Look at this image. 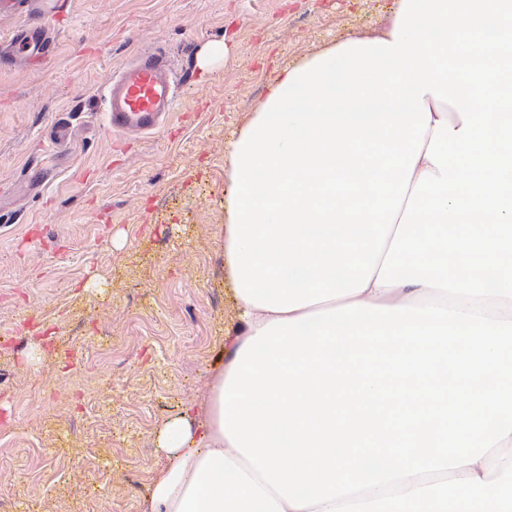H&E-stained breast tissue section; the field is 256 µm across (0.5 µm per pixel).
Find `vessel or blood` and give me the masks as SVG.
Returning <instances> with one entry per match:
<instances>
[{
  "label": "vessel or blood",
  "mask_w": 512,
  "mask_h": 512,
  "mask_svg": "<svg viewBox=\"0 0 512 512\" xmlns=\"http://www.w3.org/2000/svg\"><path fill=\"white\" fill-rule=\"evenodd\" d=\"M15 40L40 55L48 50L38 19L17 32ZM176 96L177 86L162 59L154 55L137 59L113 79L104 96L111 132L123 138L159 129L172 112Z\"/></svg>",
  "instance_id": "b4317fda"
}]
</instances>
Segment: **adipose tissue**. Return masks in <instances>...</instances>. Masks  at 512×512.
Returning a JSON list of instances; mask_svg holds the SVG:
<instances>
[{"label": "adipose tissue", "mask_w": 512, "mask_h": 512, "mask_svg": "<svg viewBox=\"0 0 512 512\" xmlns=\"http://www.w3.org/2000/svg\"><path fill=\"white\" fill-rule=\"evenodd\" d=\"M394 4L228 143L238 326L143 512H512V0Z\"/></svg>", "instance_id": "ef3b65f1"}]
</instances>
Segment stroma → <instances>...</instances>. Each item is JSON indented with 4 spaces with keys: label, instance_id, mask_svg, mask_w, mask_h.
<instances>
[{
    "label": "stroma",
    "instance_id": "stroma-1",
    "mask_svg": "<svg viewBox=\"0 0 512 512\" xmlns=\"http://www.w3.org/2000/svg\"><path fill=\"white\" fill-rule=\"evenodd\" d=\"M51 8L50 55L13 44ZM394 0H12L0 8V500L142 512L153 438L205 399L233 318L226 145L288 65L380 27ZM228 52L199 67L214 43ZM163 53L167 130L105 127L103 86ZM82 347L85 365L60 353Z\"/></svg>",
    "mask_w": 512,
    "mask_h": 512
}]
</instances>
